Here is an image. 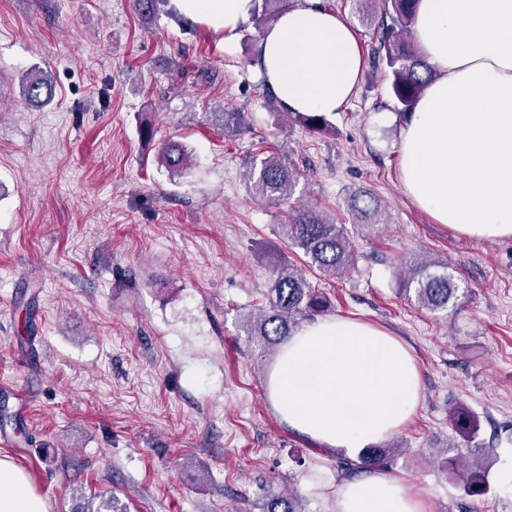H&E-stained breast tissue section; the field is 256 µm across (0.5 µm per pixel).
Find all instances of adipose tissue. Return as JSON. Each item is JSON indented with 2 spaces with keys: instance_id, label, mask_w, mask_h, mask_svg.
Wrapping results in <instances>:
<instances>
[{
  "instance_id": "adipose-tissue-1",
  "label": "adipose tissue",
  "mask_w": 512,
  "mask_h": 512,
  "mask_svg": "<svg viewBox=\"0 0 512 512\" xmlns=\"http://www.w3.org/2000/svg\"><path fill=\"white\" fill-rule=\"evenodd\" d=\"M224 36L253 0H172ZM414 36L436 73L400 133L401 181L439 224L512 239V0H419ZM264 82L290 112L333 116L354 98L363 57L351 25L314 0L283 12L262 38ZM281 419L349 456L400 430L422 399L408 348L387 331L340 316L296 329L267 377ZM0 512H48L27 476L0 456ZM337 512H428L383 470L344 481Z\"/></svg>"
}]
</instances>
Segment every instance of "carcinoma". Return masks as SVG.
<instances>
[{
	"instance_id": "obj_1",
	"label": "carcinoma",
	"mask_w": 512,
	"mask_h": 512,
	"mask_svg": "<svg viewBox=\"0 0 512 512\" xmlns=\"http://www.w3.org/2000/svg\"><path fill=\"white\" fill-rule=\"evenodd\" d=\"M288 0H262L254 3L253 15L264 21L278 17ZM385 19L381 21L378 46L374 59L386 65L391 79V89L398 111L411 112L417 100L436 73L416 46L414 31L417 0H378ZM23 96L30 102L52 97V84L47 75L36 71L25 78ZM224 130L238 132L245 125L241 112H220ZM296 120L312 131H320L327 125L326 116L318 113H295ZM161 165L173 176L183 173L192 165V156L176 142L162 145L158 155ZM300 172L270 155L260 166H251L250 185L257 197L273 204L290 200L299 180ZM349 210L357 224H374L378 214V202L367 191L361 190L349 198ZM280 234L294 248L303 252L307 264L324 277L336 278L354 266L355 252L351 247L345 225L338 224L330 216L306 204L288 209L285 220L279 225ZM413 287V297L418 307L432 312L448 310L458 285L449 272L446 262H415L406 278ZM271 297L266 309L254 315L253 326L248 332L267 346H276L291 335L296 326L295 317L306 313H323L329 306L325 292L316 288L302 274L290 268L276 265L272 270ZM456 432L473 440L478 428L471 414L460 409L454 414ZM393 448L381 446L366 449L358 460L340 458L337 468L341 475L350 477L359 471L385 468L391 464ZM464 490L471 496L488 491L484 471L476 468L469 473ZM72 512H121L114 496L84 493L73 495ZM259 512H304L293 496H273L260 504Z\"/></svg>"
}]
</instances>
